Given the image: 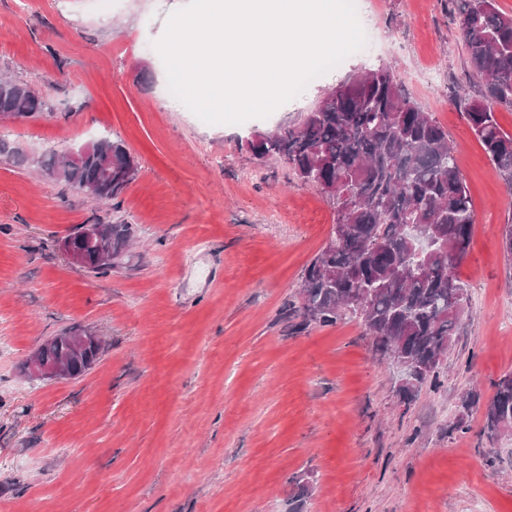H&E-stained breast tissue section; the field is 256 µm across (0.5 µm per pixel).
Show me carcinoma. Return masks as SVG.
Segmentation results:
<instances>
[{"instance_id":"obj_1","label":"carcinoma","mask_w":512,"mask_h":512,"mask_svg":"<svg viewBox=\"0 0 512 512\" xmlns=\"http://www.w3.org/2000/svg\"><path fill=\"white\" fill-rule=\"evenodd\" d=\"M455 21L471 67L484 78L479 98L467 102L466 119L487 158L512 190V133L496 119L512 107V15L496 0H452ZM28 84L0 77V114L43 110ZM241 147L255 159L278 160L304 183L321 190L336 212L339 236L321 248L304 270L299 306L303 321L332 326L349 309L344 301L371 290L362 317L383 353L398 352L418 368L417 382L399 389L406 400L438 383L459 324L464 288L454 268L470 246L475 213L448 132L407 95L388 66L364 67L330 88L298 123L252 131ZM40 167L65 168L70 190L95 185V200L118 199L135 179L134 158L118 142L98 141L97 150L71 167L52 154ZM112 253L121 255L129 237L123 224L105 225ZM83 267L106 275L89 225L71 235ZM100 347L79 355L67 338H51L44 365L67 359L71 377L85 373ZM485 429L512 433V375L500 378L485 408Z\"/></svg>"}]
</instances>
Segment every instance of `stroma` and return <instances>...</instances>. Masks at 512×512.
I'll return each instance as SVG.
<instances>
[{"instance_id":"obj_1","label":"stroma","mask_w":512,"mask_h":512,"mask_svg":"<svg viewBox=\"0 0 512 512\" xmlns=\"http://www.w3.org/2000/svg\"><path fill=\"white\" fill-rule=\"evenodd\" d=\"M186 3L0 0V74L46 102L0 122V512H512V437L483 418L512 374V192L459 102L483 80L450 0H354L364 46L238 125L204 123L168 89L152 43ZM381 64L447 130L475 211L460 326L437 388L409 402L359 320L302 325V275L335 213L240 147ZM100 139L138 164L116 201L38 166ZM97 223L132 241L104 276L62 248ZM74 328L101 341L87 372L28 379L37 347Z\"/></svg>"}]
</instances>
